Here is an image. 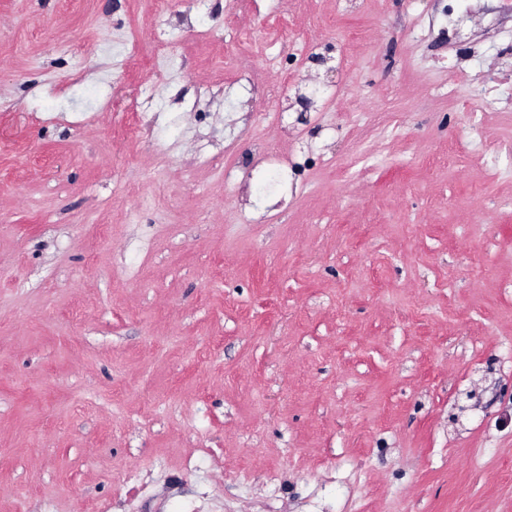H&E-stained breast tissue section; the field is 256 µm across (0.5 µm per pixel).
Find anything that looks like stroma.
<instances>
[{
    "label": "stroma",
    "instance_id": "35a3bbf8",
    "mask_svg": "<svg viewBox=\"0 0 512 512\" xmlns=\"http://www.w3.org/2000/svg\"><path fill=\"white\" fill-rule=\"evenodd\" d=\"M445 6L0 0V512H512V12Z\"/></svg>",
    "mask_w": 512,
    "mask_h": 512
}]
</instances>
